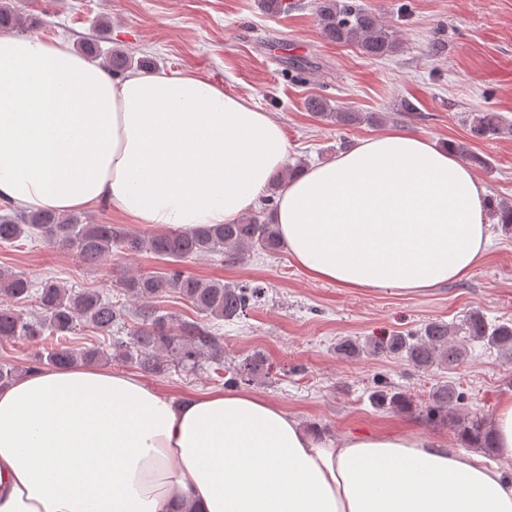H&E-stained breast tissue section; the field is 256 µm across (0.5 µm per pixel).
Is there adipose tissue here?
Instances as JSON below:
<instances>
[{
  "label": "adipose tissue",
  "mask_w": 512,
  "mask_h": 512,
  "mask_svg": "<svg viewBox=\"0 0 512 512\" xmlns=\"http://www.w3.org/2000/svg\"><path fill=\"white\" fill-rule=\"evenodd\" d=\"M287 152L270 113L198 73L115 80L64 41L0 36V203L233 224ZM486 210L451 151L390 130L291 178L274 222L312 280L425 295L484 259ZM492 430L496 464L408 430L333 439L247 391L49 368L0 387V512H512V393Z\"/></svg>",
  "instance_id": "obj_1"
}]
</instances>
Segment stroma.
Listing matches in <instances>:
<instances>
[{
  "label": "stroma",
  "instance_id": "stroma-1",
  "mask_svg": "<svg viewBox=\"0 0 512 512\" xmlns=\"http://www.w3.org/2000/svg\"><path fill=\"white\" fill-rule=\"evenodd\" d=\"M400 43L393 56L371 58L353 44L324 39L315 0H287L268 13L265 0H20L38 18L35 36L117 50L132 69L147 73L193 71L251 98L275 115L288 141V164L315 165L387 130H402L437 144L470 146L488 160L476 168L490 198L512 201V136L471 140L466 117L496 112L512 121V0H363ZM439 53H432V43ZM375 113L374 124L337 126L315 118L307 102ZM410 101L412 111L402 108ZM150 254L89 267L77 256L23 239L0 248V268L41 283L53 279L75 291H100L126 311L135 303L118 286L130 271H156ZM204 279L260 285L266 296L247 315L221 323L224 364L235 366L263 351L273 374L245 389L269 398L313 431L335 437L348 431L418 430L461 446L453 419H431L424 408L437 389L463 393L461 413L492 417L512 391V358L480 341L452 368L421 369L393 354L354 357L341 342L394 332L417 333L440 320L454 325L470 312L488 321L512 320V234L494 226L482 263L463 280L427 295L351 290L314 281L287 253L256 254L228 265L218 256L186 264ZM144 381L172 396L223 389L211 362L193 372L169 369ZM405 394L401 407L377 408V382Z\"/></svg>",
  "mask_w": 512,
  "mask_h": 512
}]
</instances>
